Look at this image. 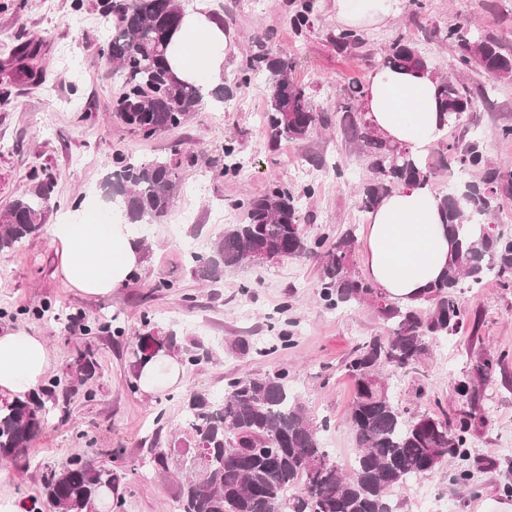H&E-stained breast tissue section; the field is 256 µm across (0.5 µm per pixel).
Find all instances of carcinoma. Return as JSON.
<instances>
[{
    "label": "carcinoma",
    "mask_w": 512,
    "mask_h": 512,
    "mask_svg": "<svg viewBox=\"0 0 512 512\" xmlns=\"http://www.w3.org/2000/svg\"><path fill=\"white\" fill-rule=\"evenodd\" d=\"M96 8L102 17H114L100 53L112 61V74L120 79V95L112 108L115 117L145 139L181 127L203 105V94L199 86L179 80L168 64L167 49L184 15L179 0H98ZM318 12L317 0H300L291 22L296 30L308 31ZM439 35L458 46L462 65L498 79L512 78V55L503 53L493 39L475 35L472 26L459 24ZM331 41L337 50L348 51L361 47L365 39L348 29L337 32ZM41 47L40 41L17 39L9 57L0 63L5 84L34 82L37 75L27 61ZM384 65L429 69L418 50L401 40L391 44ZM293 69L291 60L257 44L236 73L238 84L265 77L269 91L265 121L274 142L303 140L317 125L329 123L313 111L306 90L292 77ZM437 92L441 110L451 122L456 113L475 109L471 92L462 83L441 79ZM340 127L370 149L372 178L363 187L365 208H374L395 185L427 184L432 179L427 164L416 163L406 149L380 140L368 124H359L346 113ZM443 149L461 168L481 171L475 185H491L493 194L470 201L441 196L444 228L455 248L448 269L428 288L431 313L424 316L414 307L379 304L377 313L389 324V336L371 338L344 365L356 386L349 412L357 442L350 475H343L330 459L321 436L324 425L310 415L286 374H246L228 379L219 398L197 393L187 402L184 425L191 462L198 461V448L205 449L208 458L205 477L190 472L184 476L182 512H395L393 494L409 481L436 472L448 458L457 461L453 484L469 481L471 415L462 413L454 422L428 414L408 419L383 379L386 372L415 364L429 343L464 327L467 314L456 302L457 289L478 288L490 278L505 288L512 286V234L492 237L482 220L501 198L512 197V166L490 164L477 139L465 146L448 142ZM179 167L173 159L145 162L115 155L106 181L113 186L125 223L151 224L171 214ZM32 181L31 189L0 215V250L35 237L44 224L53 181L36 174ZM235 207L244 210L245 221L224 229L209 251L192 255L199 280L218 283L229 269L261 266L285 255L296 259L314 255L321 259L318 288L328 308L379 298L374 283L352 268L354 229L345 230L330 249H324L323 239L311 241L302 233L299 198L279 185L264 196L239 199ZM151 343L168 352L175 347V337L147 331L138 337L136 347ZM501 362L496 354L485 353L475 372L457 380L456 394L467 397L478 385L488 384ZM95 373L90 351L78 353L70 370L71 390L86 385ZM57 386L54 380L24 400L0 403V463L16 462L40 432ZM116 480L112 469L92 471L77 459L53 473L45 496L55 512H97Z\"/></svg>",
    "instance_id": "1"
}]
</instances>
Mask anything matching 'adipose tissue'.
Segmentation results:
<instances>
[{
	"label": "adipose tissue",
	"instance_id": "1",
	"mask_svg": "<svg viewBox=\"0 0 512 512\" xmlns=\"http://www.w3.org/2000/svg\"><path fill=\"white\" fill-rule=\"evenodd\" d=\"M336 18L348 27L379 25L392 12V0H334ZM234 43L222 19L206 5L184 15L168 49L179 78H217ZM430 75L379 68L368 78L365 119L387 143L408 148L424 161L448 131ZM100 197L62 216L50 233L59 268L72 288L98 297L111 294L143 265L139 241L147 226L105 219ZM453 247L444 227L441 198L428 185L403 186L383 196L370 215L364 243L365 273L389 301L405 307L424 304L427 287L448 267ZM49 369L43 337L0 330V396L24 398Z\"/></svg>",
	"mask_w": 512,
	"mask_h": 512
}]
</instances>
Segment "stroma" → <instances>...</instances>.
<instances>
[{"instance_id": "obj_1", "label": "stroma", "mask_w": 512, "mask_h": 512, "mask_svg": "<svg viewBox=\"0 0 512 512\" xmlns=\"http://www.w3.org/2000/svg\"><path fill=\"white\" fill-rule=\"evenodd\" d=\"M85 2L78 11L73 0H0V61L17 35L39 37L44 57L36 65L45 72L44 83L15 85L9 101L0 103V211L29 190L33 169H43L53 177L56 201L46 222L57 223L97 189L118 153L151 161L180 151V189L171 216L150 227L143 267L108 296H84L69 287L57 271L49 233L0 251V328L47 338V379L65 377L78 351L90 350L97 361L90 384L59 395L24 460L0 466V512H16L22 503L54 512L43 484L77 458L112 469L117 512H180L177 475L187 456L171 444L182 435L184 402L195 393L220 394L228 378L241 374L286 372L310 414L325 422L322 438L332 460L349 469L356 446L348 422L355 388L344 365L369 337L386 336L374 306L326 308L317 288L320 264L313 258L245 266L205 286L193 275L189 254L209 246L228 225L243 222L235 200L265 194L276 184L297 196L314 185V196L302 204L307 238L332 241L352 227L365 239L370 212L362 205L361 188L371 177L370 158L335 123L344 106L363 112L361 102L348 100L351 84H366L398 39L417 47L433 71L454 72L457 47L432 32L463 17L512 54V0H395L392 18L364 28V45L344 53L330 40L341 28L332 0H319L320 17L308 32L291 23L296 0H262L256 8L246 0H209L236 47L222 73L232 83V97L221 105L204 104L182 127L151 139L112 114L120 86L111 62L98 51L106 21L94 0ZM267 32L274 35L270 49L294 62L293 77L313 110L333 120L305 140L271 144L263 120L265 81H232L247 50ZM465 82L480 105L466 127L451 128L450 138L464 140L476 131L490 159L512 161V139L501 136L502 128L512 127V80L477 69L467 72ZM228 143L241 160L232 175L222 172ZM457 301L471 323L430 343L418 362L390 375L388 386L412 417L472 412L473 478L465 487L450 485L456 464L445 461L396 493L397 512H476L483 499L504 500L502 486L512 482V453L501 447L502 438L512 435V287L489 279L478 288H461ZM111 316L124 330L121 338L85 334L84 324ZM147 318L160 333L175 331L179 348L199 342L210 351L200 362H183L180 381L152 394L141 391L132 369ZM274 329L290 333L293 345L256 355L253 344ZM488 351L504 354L503 364L473 402L460 400L455 379ZM161 449L166 460L158 464L154 457Z\"/></svg>"}]
</instances>
